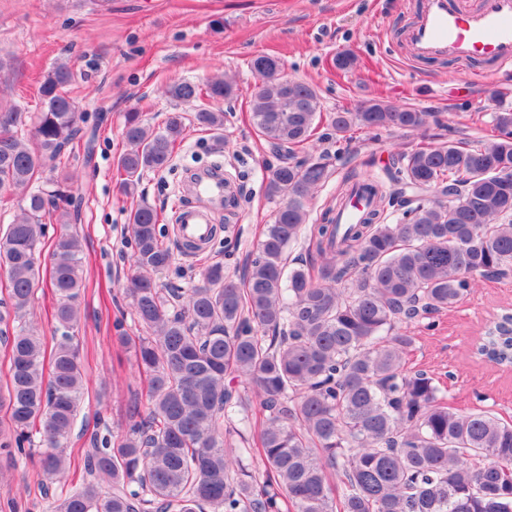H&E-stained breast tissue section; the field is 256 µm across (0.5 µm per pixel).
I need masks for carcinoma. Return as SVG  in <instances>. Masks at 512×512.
Masks as SVG:
<instances>
[{
	"mask_svg": "<svg viewBox=\"0 0 512 512\" xmlns=\"http://www.w3.org/2000/svg\"><path fill=\"white\" fill-rule=\"evenodd\" d=\"M259 81L249 120L276 156L267 193L281 200L249 260L244 281L218 264L203 284L159 288L152 275L173 251L159 215L129 214L134 270L127 293L140 336H119L145 375L149 404L120 433L96 427L81 449L82 469L65 452L84 394L74 344L84 288L82 243L67 229L52 243L56 341L47 349L26 318L40 278L46 220L69 223L76 196L53 176L80 132L71 96L76 73L56 63L38 87L32 115L0 107V200L23 207L0 233L8 337L0 456L26 467L38 449V485L48 512H512V420L484 409L457 412L433 378L411 372L414 337L402 325L453 307L480 278L512 271V112L493 116L492 138L450 141L393 158L392 183L367 189L376 205L344 232L340 191L307 239L308 260L286 268L288 246L307 223V201L329 176L324 155L302 157L321 125L340 138L355 128L420 130L432 113L382 99L323 113L318 90L281 75L282 63L251 61ZM195 107V120L224 126L209 101H231L216 77L168 85ZM30 131V143L18 133ZM185 117L172 112L150 129L127 114L117 182L136 192L144 171L167 167ZM474 355L512 366V312H502ZM246 382L254 414L234 383ZM237 417L253 432L224 430ZM257 457L262 470L248 460Z\"/></svg>",
	"mask_w": 512,
	"mask_h": 512,
	"instance_id": "carcinoma-1",
	"label": "carcinoma"
}]
</instances>
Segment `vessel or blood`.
Segmentation results:
<instances>
[{
	"label": "vessel or blood",
	"mask_w": 512,
	"mask_h": 512,
	"mask_svg": "<svg viewBox=\"0 0 512 512\" xmlns=\"http://www.w3.org/2000/svg\"><path fill=\"white\" fill-rule=\"evenodd\" d=\"M405 43L417 58L479 60L512 64V0H484L472 11L460 0H422L419 17L407 29ZM179 244L208 247L215 226L198 209L183 210L176 224Z\"/></svg>",
	"instance_id": "vessel-or-blood-1"
}]
</instances>
